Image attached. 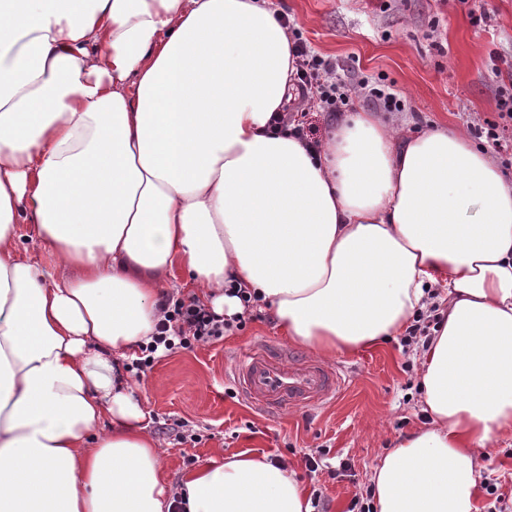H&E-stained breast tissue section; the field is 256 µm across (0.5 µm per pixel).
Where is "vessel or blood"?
Listing matches in <instances>:
<instances>
[{"label":"vessel or blood","mask_w":512,"mask_h":512,"mask_svg":"<svg viewBox=\"0 0 512 512\" xmlns=\"http://www.w3.org/2000/svg\"><path fill=\"white\" fill-rule=\"evenodd\" d=\"M233 380L251 406L280 411L288 407L328 406L341 376L322 363L285 352L251 348L236 358Z\"/></svg>","instance_id":"obj_1"}]
</instances>
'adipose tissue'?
Instances as JSON below:
<instances>
[{
  "instance_id": "obj_1",
  "label": "adipose tissue",
  "mask_w": 512,
  "mask_h": 512,
  "mask_svg": "<svg viewBox=\"0 0 512 512\" xmlns=\"http://www.w3.org/2000/svg\"><path fill=\"white\" fill-rule=\"evenodd\" d=\"M292 46L265 0H0V512H311L246 451L183 473L174 507L121 364L177 266L215 313L247 288L325 359L438 305L427 421L374 466L373 506L476 512L512 437V179L444 125L274 132Z\"/></svg>"
}]
</instances>
